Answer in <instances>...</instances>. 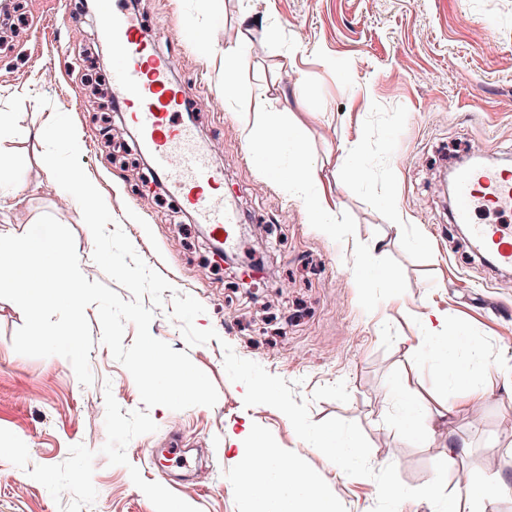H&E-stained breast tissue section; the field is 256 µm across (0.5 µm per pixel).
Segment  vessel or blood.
<instances>
[{
    "label": "vessel or blood",
    "instance_id": "vessel-or-blood-1",
    "mask_svg": "<svg viewBox=\"0 0 512 512\" xmlns=\"http://www.w3.org/2000/svg\"><path fill=\"white\" fill-rule=\"evenodd\" d=\"M99 27L112 43V85L128 123L138 133L157 178L173 186L198 223L217 240H230L237 222L215 189L224 175L210 162L191 123L181 120L182 90L170 80L177 58L158 53L123 8V0H105ZM456 222L500 267L512 268V226L478 223L477 213L512 211V178L494 167L465 166L455 174Z\"/></svg>",
    "mask_w": 512,
    "mask_h": 512
}]
</instances>
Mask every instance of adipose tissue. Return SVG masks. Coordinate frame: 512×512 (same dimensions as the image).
Segmentation results:
<instances>
[{
	"mask_svg": "<svg viewBox=\"0 0 512 512\" xmlns=\"http://www.w3.org/2000/svg\"><path fill=\"white\" fill-rule=\"evenodd\" d=\"M287 183L309 212L312 223L324 233L335 234L338 229L335 205L320 186L316 166L304 161L289 173ZM440 359L444 377L455 384L458 393L440 411L432 410L424 401L407 398L405 417L418 434L434 433L436 423L483 405L489 396L472 370L473 365L484 360L481 345L473 343L457 349L441 346ZM274 457V449L268 448L260 438H253L241 469L245 512H336L334 499L324 495L312 477L297 469L283 472L274 468L271 464ZM509 497H512V477L497 472L488 487L460 491L450 497L447 512H491L498 499Z\"/></svg>",
	"mask_w": 512,
	"mask_h": 512,
	"instance_id": "ef3b65f1",
	"label": "adipose tissue"
}]
</instances>
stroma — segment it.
<instances>
[{"label": "stroma", "mask_w": 512, "mask_h": 512, "mask_svg": "<svg viewBox=\"0 0 512 512\" xmlns=\"http://www.w3.org/2000/svg\"><path fill=\"white\" fill-rule=\"evenodd\" d=\"M24 24L0 51V113L12 132L0 139L11 175L0 180L8 209L0 233L25 234L44 214L68 227L80 268L106 276L76 203L61 204L42 161V131L54 111L68 114L82 167L147 266L171 284L155 310L151 334L192 362L218 391L214 406L149 408L154 433L126 448L128 466L109 465L104 387L117 390L123 412L144 408L126 368L101 341L96 306L86 316L94 345L92 385L79 383L63 357L17 354L13 338L22 310L0 299V428L21 438L31 464L66 460L69 448L94 450L97 499L82 512H155L132 483L137 468L156 481L157 449L173 440L196 464L199 512H243L236 480L251 436L276 448L282 461L313 476L337 512H372L373 479L347 476L300 440L288 418L268 405L245 407L242 384L224 369V345L285 379L309 401L312 421L341 418L359 425L370 464H394L416 488L430 482L448 442L466 451L447 474L446 489L481 485L490 466L512 470V386L495 372L512 365V271L494 269L452 221L445 184L455 169L449 146H474L479 158L512 168V0H141L134 18L160 53L178 57L172 78L193 100L200 139L211 142L224 172V199L240 215L231 255L251 241L258 271L215 262L206 225L156 180L114 160L111 142H126L142 164L136 131L121 109L103 116L89 92L86 47L104 61L112 51L96 11L78 0H22ZM202 43H177L180 24ZM228 73H221V65ZM232 79L240 96L224 98ZM263 94L272 123L301 130L320 181L336 204L342 238L319 234L283 181L248 159L252 144L240 119L252 94ZM369 173L359 180L357 169ZM205 307L195 324L216 339L187 346L170 319L174 294ZM436 317L483 344L490 363L479 370L483 406L437 426L422 442L401 421L393 390L408 378L411 393L441 408L455 393L441 373L438 343L423 336ZM0 512H58L47 489L0 459Z\"/></svg>", "instance_id": "obj_1"}]
</instances>
